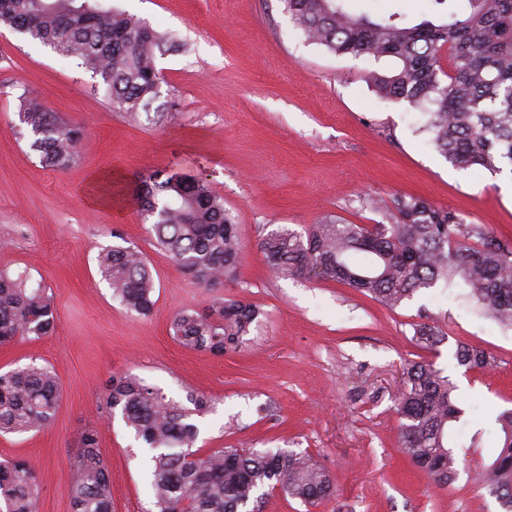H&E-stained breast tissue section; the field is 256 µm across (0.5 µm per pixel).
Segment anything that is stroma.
Returning a JSON list of instances; mask_svg holds the SVG:
<instances>
[{"label": "stroma", "instance_id": "stroma-1", "mask_svg": "<svg viewBox=\"0 0 512 512\" xmlns=\"http://www.w3.org/2000/svg\"><path fill=\"white\" fill-rule=\"evenodd\" d=\"M95 2L175 36L157 57L168 108L161 118L114 111L75 59L0 26V270L29 272L56 307L52 335L0 346V372L36 362L63 389L54 426L0 437V461L26 462L42 512H72L69 459L81 432L97 428L113 512H151L149 452L120 413L100 408L112 375L127 373L181 403L192 393L211 399L212 410L197 419L198 447L304 451L336 483L319 506L272 493L263 512H505L472 475L495 452L499 415L512 410V331L482 316L463 289L422 290L389 310L346 284L270 272L257 243L329 216L377 223L381 214L361 206L367 193L387 204L414 194L512 239V174L453 167L422 132L424 114L366 83V71L389 68V59L306 42L282 0ZM347 7L407 20L437 9L434 0ZM24 92L84 127L72 168L43 167L19 137ZM164 169L206 177L236 218L245 249L222 293L260 310L242 349L215 356L180 346L170 334L173 315L206 308L213 292L155 246L136 205L89 199L100 174L132 181ZM112 246L145 254L156 283L150 315L113 298L97 265ZM427 318L446 334L433 349L413 341V324ZM461 341L486 347L495 367L459 366ZM420 360L455 385L465 409L460 440L481 436L445 487L401 449L394 401L405 365Z\"/></svg>", "mask_w": 512, "mask_h": 512}]
</instances>
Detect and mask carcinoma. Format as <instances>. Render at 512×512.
<instances>
[{"mask_svg": "<svg viewBox=\"0 0 512 512\" xmlns=\"http://www.w3.org/2000/svg\"><path fill=\"white\" fill-rule=\"evenodd\" d=\"M306 40L337 55L389 58L388 70H371L367 82L383 98L423 110L435 149L457 168L512 171V0H436L445 15L420 22L353 15L345 0H282ZM79 61L98 79L113 110L150 111L158 99L156 53L173 40L140 18L83 0H0V24ZM448 51L449 70L440 64ZM18 116L29 149L43 165L63 170L75 161L84 135L78 125L27 93ZM106 200L131 197L156 244L181 271L205 288L236 276L243 243L235 216L207 179L181 171L153 172L128 185L109 175ZM363 207L383 211L379 224H341L327 218L305 233L272 231L260 251L271 272L347 284L388 309L420 290L461 287L481 314L512 330V243L490 224H466L454 212L415 195H399L388 207L374 197ZM113 298L141 315L155 305V282L144 254L115 246L98 255ZM258 311L235 297L218 296L203 309L176 312L170 330L185 349L222 355L246 345ZM417 343L435 348L445 339L434 322L412 324ZM55 329L46 288L26 273L0 271V346L38 340ZM457 364L484 370L494 357L479 345L457 344ZM62 400L57 375L31 363L0 373V436L51 427ZM194 410L131 374L112 376L105 406L120 410L126 426L150 451L155 512H255L259 491L281 493L316 507L336 493L331 476L310 455L294 450L196 447L194 414L209 408L189 397ZM401 445L438 486L456 474L453 426L464 410L443 371L428 361L411 362L395 399ZM494 459L481 466L476 484L512 512V412L502 415ZM72 512H112L110 471L97 432L85 429L69 462ZM0 512H41L39 485L21 459L0 461Z\"/></svg>", "mask_w": 512, "mask_h": 512, "instance_id": "obj_1", "label": "carcinoma"}]
</instances>
